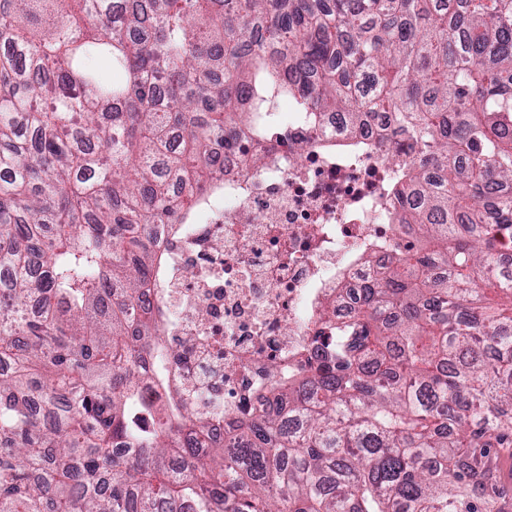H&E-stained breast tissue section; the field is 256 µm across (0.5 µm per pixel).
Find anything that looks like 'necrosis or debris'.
<instances>
[{
  "label": "necrosis or debris",
  "instance_id": "obj_1",
  "mask_svg": "<svg viewBox=\"0 0 512 512\" xmlns=\"http://www.w3.org/2000/svg\"><path fill=\"white\" fill-rule=\"evenodd\" d=\"M325 123L332 134L292 117L247 154L225 153L188 223L150 227L166 268L138 306L162 315L175 355L167 385L142 395L182 389L215 441L241 414L278 412L270 367L292 366L398 256L400 169L376 134ZM252 213L260 222L245 223Z\"/></svg>",
  "mask_w": 512,
  "mask_h": 512
}]
</instances>
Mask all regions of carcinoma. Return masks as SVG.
Instances as JSON below:
<instances>
[{
  "label": "carcinoma",
  "mask_w": 512,
  "mask_h": 512,
  "mask_svg": "<svg viewBox=\"0 0 512 512\" xmlns=\"http://www.w3.org/2000/svg\"><path fill=\"white\" fill-rule=\"evenodd\" d=\"M295 100L412 154L416 245L229 442L129 306L151 224ZM512 0H0V512H503L512 447ZM123 452H117V449ZM486 466L506 512H512V448H492Z\"/></svg>",
  "instance_id": "1"
}]
</instances>
